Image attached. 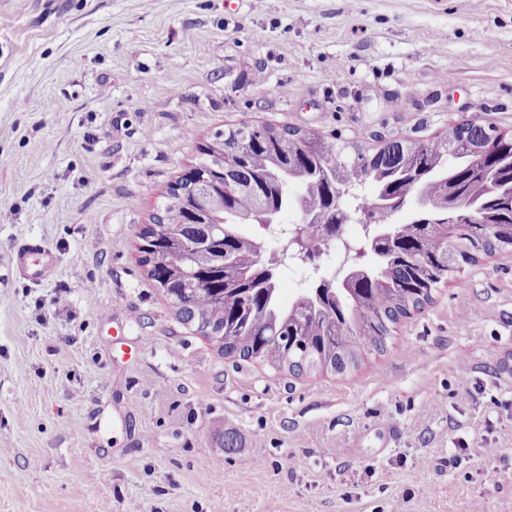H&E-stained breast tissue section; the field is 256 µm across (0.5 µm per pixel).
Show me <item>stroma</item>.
I'll return each mask as SVG.
<instances>
[{"label":"stroma","mask_w":512,"mask_h":512,"mask_svg":"<svg viewBox=\"0 0 512 512\" xmlns=\"http://www.w3.org/2000/svg\"><path fill=\"white\" fill-rule=\"evenodd\" d=\"M462 119L512 131V0H0V512H512V254L358 370L294 376L181 323L138 250L230 125ZM13 261L22 275L32 283H42L54 276L59 267L56 252L41 241H23L13 250Z\"/></svg>","instance_id":"1"}]
</instances>
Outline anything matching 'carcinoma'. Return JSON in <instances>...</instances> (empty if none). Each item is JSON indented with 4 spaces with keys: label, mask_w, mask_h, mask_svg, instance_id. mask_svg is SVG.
<instances>
[{
    "label": "carcinoma",
    "mask_w": 512,
    "mask_h": 512,
    "mask_svg": "<svg viewBox=\"0 0 512 512\" xmlns=\"http://www.w3.org/2000/svg\"><path fill=\"white\" fill-rule=\"evenodd\" d=\"M240 136L245 151L241 176L275 185L276 211L295 210L299 227L317 238L309 218L328 207L325 189L336 192V208L354 214L366 198L400 192L410 174L436 202L450 198L475 210V221L437 210L420 221L414 212L374 214L376 224H396L394 235H371L358 245L350 277L320 301L316 289L283 302L277 273H258L266 256L258 223L262 204L239 183L224 184L209 223H182L178 194L171 190L157 227L166 241L161 266L181 290L167 299L185 318L218 335L224 355L258 361L293 375H343L369 353H382L396 325L421 311L433 294L484 257L512 251V133L474 121H451L427 139L393 137L377 147L360 146L314 130L241 122L215 136L199 167L226 162V137ZM232 240L216 252L211 239Z\"/></svg>",
    "instance_id": "cac0c4a2"
}]
</instances>
